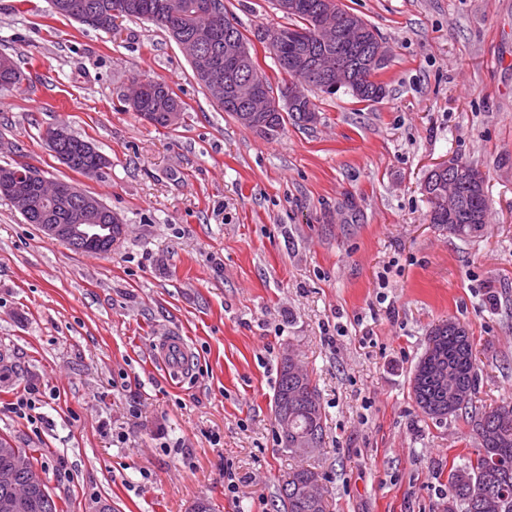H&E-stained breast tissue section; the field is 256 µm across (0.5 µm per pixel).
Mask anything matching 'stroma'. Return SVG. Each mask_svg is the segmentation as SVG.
I'll use <instances>...</instances> for the list:
<instances>
[{
  "instance_id": "obj_1",
  "label": "stroma",
  "mask_w": 512,
  "mask_h": 512,
  "mask_svg": "<svg viewBox=\"0 0 512 512\" xmlns=\"http://www.w3.org/2000/svg\"><path fill=\"white\" fill-rule=\"evenodd\" d=\"M389 51L386 95H320L319 119L274 139L242 127L149 21L104 32L50 0H0V166L29 163L98 196L126 226L111 252L45 237L0 198V438L30 448L63 512H276L300 458L275 441L273 397L295 351L320 393L308 463L330 512H444L448 474L478 446L463 418L417 407L411 377L435 325L473 343L477 409L512 402V0H341ZM253 39L273 0H224ZM165 80L176 126L130 112L132 78ZM64 124L108 165L87 178L44 139ZM461 160L485 178L488 224L463 242L429 221L423 181ZM194 357L168 379L155 342ZM37 391L41 416L13 405ZM237 489L228 492V481Z\"/></svg>"
}]
</instances>
